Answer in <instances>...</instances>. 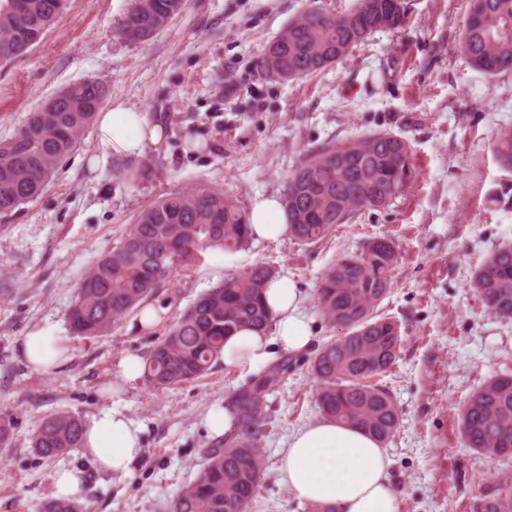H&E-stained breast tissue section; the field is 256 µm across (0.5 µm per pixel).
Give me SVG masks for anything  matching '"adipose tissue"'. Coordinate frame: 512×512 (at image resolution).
I'll use <instances>...</instances> for the list:
<instances>
[{
    "instance_id": "adipose-tissue-1",
    "label": "adipose tissue",
    "mask_w": 512,
    "mask_h": 512,
    "mask_svg": "<svg viewBox=\"0 0 512 512\" xmlns=\"http://www.w3.org/2000/svg\"><path fill=\"white\" fill-rule=\"evenodd\" d=\"M96 134L101 147L123 157H141L164 146L166 125L154 115L118 101L99 113ZM253 238L278 241L289 232L288 216L280 199L257 197L250 209ZM265 301L274 335L243 328L224 342L227 369L251 373L265 365L271 345L296 353L313 341L305 313V297L290 279L273 278ZM22 354L34 369L60 365L63 351L56 325L33 329L22 340ZM83 450L103 471L130 475L141 456V428L121 408L101 409L88 424ZM281 480L298 499L325 512H401L399 494L388 479L390 461L380 442L359 428L330 419L303 425L288 438L281 453Z\"/></svg>"
}]
</instances>
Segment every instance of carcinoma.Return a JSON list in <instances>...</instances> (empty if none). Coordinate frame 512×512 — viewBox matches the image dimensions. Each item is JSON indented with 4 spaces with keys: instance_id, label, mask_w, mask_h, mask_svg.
Masks as SVG:
<instances>
[{
    "instance_id": "carcinoma-1",
    "label": "carcinoma",
    "mask_w": 512,
    "mask_h": 512,
    "mask_svg": "<svg viewBox=\"0 0 512 512\" xmlns=\"http://www.w3.org/2000/svg\"><path fill=\"white\" fill-rule=\"evenodd\" d=\"M65 0H0V62L23 56L63 11ZM182 0H135L121 35L143 40L179 13ZM410 0H356L343 12L309 9L288 21L258 56L260 70L283 80L307 77L363 45L380 29H397ZM461 51L470 65L496 76L512 70V0H470ZM103 99L91 81L45 99L26 124L0 140V214L43 192L57 159L73 150ZM500 168L512 172V126L494 139ZM413 177L410 148L390 132L346 142H328L306 155L288 179L283 196L291 236L319 241L335 224L364 209L383 208L401 196ZM491 202L512 207V180L499 185ZM244 212L222 190L171 192L144 209L120 242L86 272L68 313L78 336L107 334L121 317L144 303L175 267L206 247L241 248L248 242ZM397 252L377 238L361 252L330 266L320 279L318 303L328 322L347 333L321 347L312 363L317 398L325 416L356 426L379 442L400 421L391 394L372 378L389 371L401 338L396 324L378 313L392 285ZM272 269L255 263L229 269L224 279L193 303L144 363V381L163 388L203 376L221 358L224 341L238 330H266L271 313L264 290ZM473 285L495 316L512 320V241L503 242L475 269ZM288 369L280 362L241 386L231 401L234 428L224 443L203 451L197 477L163 512H250L263 478L264 400ZM86 424L55 414L32 436L36 455L50 459L83 447ZM466 447L489 457L512 458V369L497 373L464 407ZM38 512H84L68 498L49 499ZM475 512H512V475L483 485Z\"/></svg>"
}]
</instances>
